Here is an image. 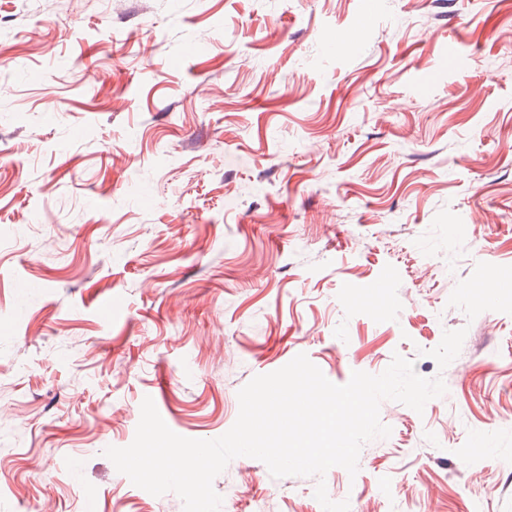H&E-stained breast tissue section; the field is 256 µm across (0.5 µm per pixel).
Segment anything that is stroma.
I'll list each match as a JSON object with an SVG mask.
<instances>
[{
    "label": "stroma",
    "instance_id": "1",
    "mask_svg": "<svg viewBox=\"0 0 512 512\" xmlns=\"http://www.w3.org/2000/svg\"><path fill=\"white\" fill-rule=\"evenodd\" d=\"M301 353L447 387L383 401L331 500L512 512V0H0V512H184L105 449L147 397L218 438ZM318 480L213 487L322 512Z\"/></svg>",
    "mask_w": 512,
    "mask_h": 512
}]
</instances>
